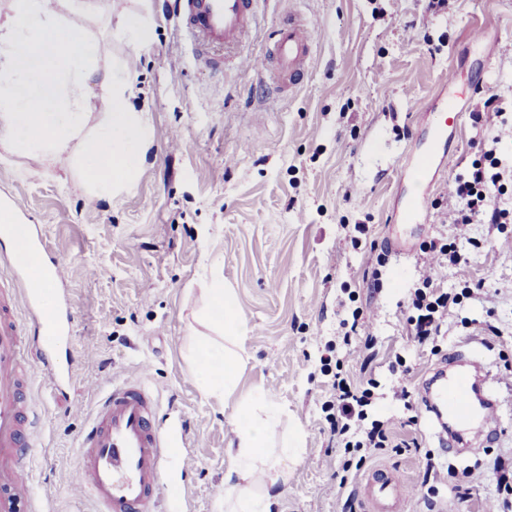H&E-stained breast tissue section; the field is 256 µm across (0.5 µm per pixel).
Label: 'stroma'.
<instances>
[{
	"instance_id": "35a3bbf8",
	"label": "stroma",
	"mask_w": 512,
	"mask_h": 512,
	"mask_svg": "<svg viewBox=\"0 0 512 512\" xmlns=\"http://www.w3.org/2000/svg\"><path fill=\"white\" fill-rule=\"evenodd\" d=\"M82 24L102 60L125 58L131 103L150 129L138 175L112 198L92 199L65 162H36L0 148V200L16 199L17 222L39 226L62 260L53 294L73 305L72 378L53 388L34 373L40 423L22 471L40 512H96L73 481L79 435L101 391L144 378L160 398V418L186 421L191 512H217L229 468L225 453L234 412L207 398L188 360L186 328L201 305L212 264L224 270L249 333L239 392L260 387L286 412L285 432H301L277 512H338L339 454L322 411L328 386L321 358L341 319L373 311L370 360L345 357L357 379L387 382L394 354L417 358L415 382L466 341L497 377L502 431L482 452L459 457L427 419L404 425L390 395L376 414L391 419L420 451L384 452L378 465L421 484V450H433L454 475L439 486L438 512H480L495 492L486 462L512 453V223L473 224L460 232L441 197L452 177L482 151L512 160V112L474 127L484 89L512 99V0H262L246 52L262 55L288 13L312 17L316 51L299 91L284 97L273 75L225 62L198 61L173 0H97ZM146 20L128 46L120 17ZM454 100L461 119L434 142L417 112ZM179 133L180 149L170 146ZM501 135L500 144L492 136ZM437 147L431 184L417 195L402 155ZM417 199L418 224H395ZM407 241L406 253L387 247ZM453 239L470 259L480 294L451 310L437 354H415L403 319L431 239ZM498 329L490 336L487 325Z\"/></svg>"
}]
</instances>
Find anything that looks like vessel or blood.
I'll return each mask as SVG.
<instances>
[{
  "mask_svg": "<svg viewBox=\"0 0 512 512\" xmlns=\"http://www.w3.org/2000/svg\"><path fill=\"white\" fill-rule=\"evenodd\" d=\"M259 0H174L183 29L210 66L221 63V54L239 56L255 21ZM315 53L310 18L291 14L271 36L267 54L255 68L274 70L283 95H292L304 83ZM460 110L447 102L441 112H424L419 121L431 125L442 137ZM435 161L434 153L410 155L405 169L425 180ZM25 301L31 322L15 317V305ZM73 315L60 303H48L31 275L11 271L0 276V512H18L30 489L19 476L36 426L27 407L29 378L22 370L29 328L43 330L42 371L54 387L71 377L70 365L57 352L68 346ZM475 351H454L447 367L426 381L421 399L439 431L478 422L483 431L499 430L498 403L489 393L496 379L483 372ZM158 396L141 380H129L106 388L79 438L75 473L98 506L97 512H150L163 503L162 512H186L188 487L177 480H163L172 459H184V429L160 427ZM409 487L396 473L383 467L370 470L362 482L366 512H403Z\"/></svg>",
  "mask_w": 512,
  "mask_h": 512,
  "instance_id": "vessel-or-blood-1",
  "label": "vessel or blood"
}]
</instances>
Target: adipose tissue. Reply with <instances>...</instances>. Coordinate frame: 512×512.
Wrapping results in <instances>:
<instances>
[{
	"label": "adipose tissue",
	"instance_id": "ef3b65f1",
	"mask_svg": "<svg viewBox=\"0 0 512 512\" xmlns=\"http://www.w3.org/2000/svg\"><path fill=\"white\" fill-rule=\"evenodd\" d=\"M57 2L54 12L44 0H11L0 15V146L36 161L64 159L79 171L91 198L108 197L137 175L149 146L147 129L131 105L124 60L99 65L96 40L65 22L66 15L89 13L91 0ZM95 87L106 102L96 119L88 110ZM247 333L233 290L225 287L221 269H212L188 336L192 371L204 394L235 406L220 512H273L288 461L302 443L295 434L271 449L283 408L260 389L238 394Z\"/></svg>",
	"mask_w": 512,
	"mask_h": 512
}]
</instances>
